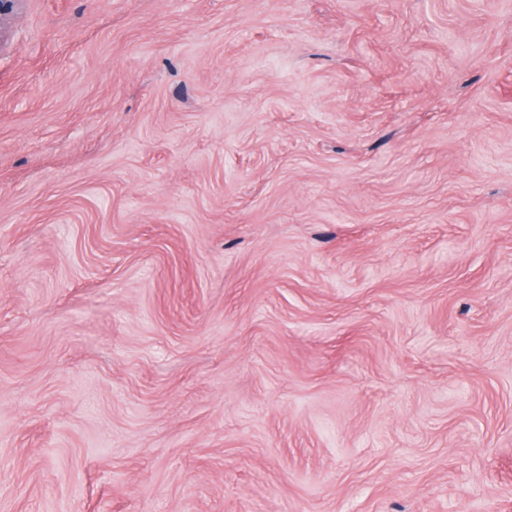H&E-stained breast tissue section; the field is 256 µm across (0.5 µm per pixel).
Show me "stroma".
I'll return each instance as SVG.
<instances>
[{
    "label": "stroma",
    "instance_id": "35a3bbf8",
    "mask_svg": "<svg viewBox=\"0 0 512 512\" xmlns=\"http://www.w3.org/2000/svg\"><path fill=\"white\" fill-rule=\"evenodd\" d=\"M0 512H512V0H20Z\"/></svg>",
    "mask_w": 512,
    "mask_h": 512
}]
</instances>
